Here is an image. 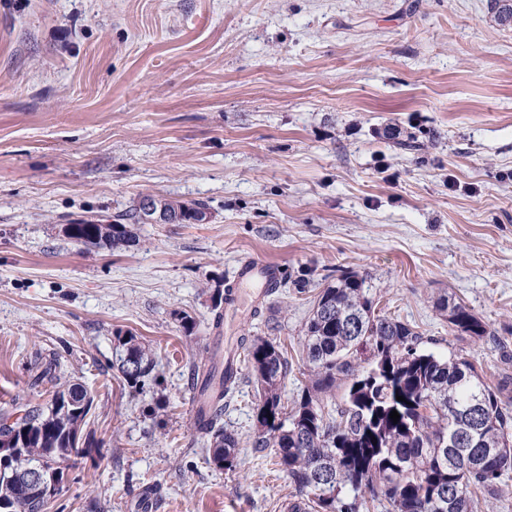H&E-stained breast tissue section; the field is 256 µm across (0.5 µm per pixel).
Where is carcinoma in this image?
<instances>
[{
    "label": "carcinoma",
    "mask_w": 512,
    "mask_h": 512,
    "mask_svg": "<svg viewBox=\"0 0 512 512\" xmlns=\"http://www.w3.org/2000/svg\"><path fill=\"white\" fill-rule=\"evenodd\" d=\"M153 204L167 224H194L208 213L200 200ZM144 223L140 204L110 224H75L68 238L88 252L117 250L133 245L130 226ZM368 288L364 277L348 271L315 294L301 341L313 381L289 407L282 400L290 371L286 348L261 337L240 341L259 396L253 448L261 455L273 449L293 485L288 512H478L479 501L500 499L512 476L509 381L491 386L474 358L445 360L420 347L416 327L377 309ZM433 306L451 331L476 341L490 335L463 302L444 295ZM118 350L125 381L144 386L155 367L150 348L128 335L118 337ZM192 371L210 407L208 419L195 425L208 462L235 468L238 440L221 421V401L234 390L231 376L203 362ZM338 382L344 403L329 409L320 394ZM40 385L53 388L46 404L14 401L0 408V456L15 474L12 482L0 478V512H46L50 497L23 487L28 469H53L60 483L59 459L90 452L82 425L93 394L66 376L56 357L35 365L32 386Z\"/></svg>",
    "instance_id": "carcinoma-1"
}]
</instances>
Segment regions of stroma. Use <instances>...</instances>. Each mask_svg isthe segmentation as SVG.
Segmentation results:
<instances>
[{"instance_id": "35a3bbf8", "label": "stroma", "mask_w": 512, "mask_h": 512, "mask_svg": "<svg viewBox=\"0 0 512 512\" xmlns=\"http://www.w3.org/2000/svg\"><path fill=\"white\" fill-rule=\"evenodd\" d=\"M147 195L206 201L209 221L91 254L62 232ZM248 257L288 283L214 327ZM345 271L425 349L512 376V26L490 0H0V407L48 402L30 369L55 355L94 395L91 453L63 460L48 512H288L251 445L249 368L224 410L231 470L206 462L190 368L263 337L288 350L292 402L314 291ZM442 294L490 338L449 331ZM127 333L156 362L140 391L111 367Z\"/></svg>"}]
</instances>
